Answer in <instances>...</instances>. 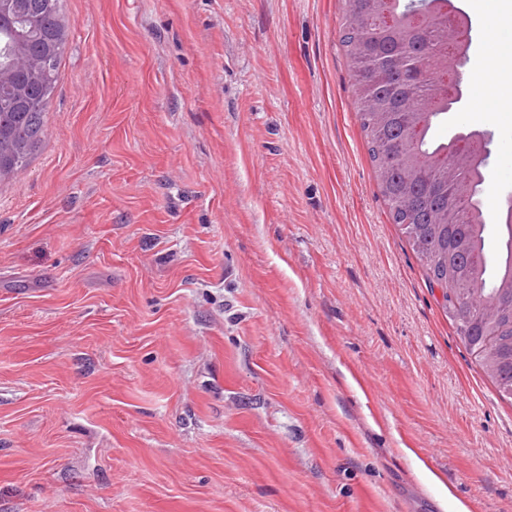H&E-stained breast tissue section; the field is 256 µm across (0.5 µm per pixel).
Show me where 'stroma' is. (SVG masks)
Segmentation results:
<instances>
[{
	"label": "stroma",
	"mask_w": 512,
	"mask_h": 512,
	"mask_svg": "<svg viewBox=\"0 0 512 512\" xmlns=\"http://www.w3.org/2000/svg\"><path fill=\"white\" fill-rule=\"evenodd\" d=\"M345 0H65L0 181V512H512V399L393 223ZM486 192L512 194V112Z\"/></svg>",
	"instance_id": "obj_1"
}]
</instances>
